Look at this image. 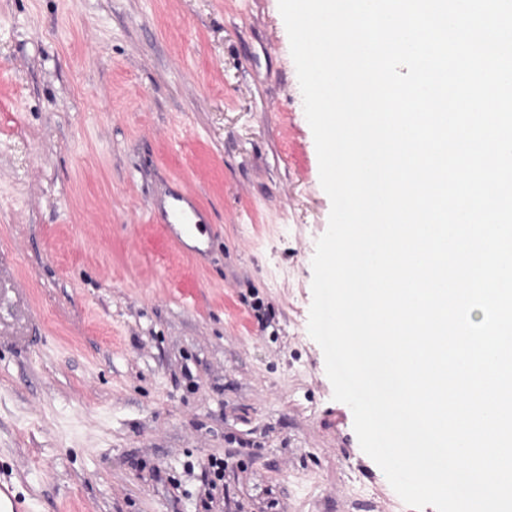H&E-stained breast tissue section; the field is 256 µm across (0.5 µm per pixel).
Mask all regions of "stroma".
Listing matches in <instances>:
<instances>
[{
	"instance_id": "stroma-1",
	"label": "stroma",
	"mask_w": 512,
	"mask_h": 512,
	"mask_svg": "<svg viewBox=\"0 0 512 512\" xmlns=\"http://www.w3.org/2000/svg\"><path fill=\"white\" fill-rule=\"evenodd\" d=\"M175 194L202 247L160 224ZM330 210L278 0H0L16 492L39 512H414L308 333Z\"/></svg>"
}]
</instances>
